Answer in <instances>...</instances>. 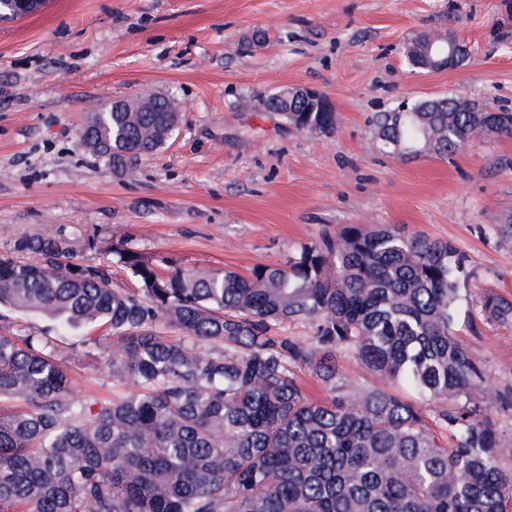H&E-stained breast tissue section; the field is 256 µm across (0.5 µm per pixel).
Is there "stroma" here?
I'll use <instances>...</instances> for the list:
<instances>
[{
    "mask_svg": "<svg viewBox=\"0 0 512 512\" xmlns=\"http://www.w3.org/2000/svg\"><path fill=\"white\" fill-rule=\"evenodd\" d=\"M450 29L470 49L447 71L412 70L405 46ZM306 85L335 112L333 130L297 131L267 98ZM155 89L183 106L172 138L119 175L79 145L90 116ZM463 94L512 112V0H47L0 21V254L47 228L86 265H108L124 243L143 259L228 269L285 262L322 230L392 224L450 242L468 273L458 339L485 379L471 395L500 396V443L512 445V324L479 314L484 295L512 299V136L475 137L448 158L405 159L373 144V117L402 99ZM61 341L78 396L124 392L84 329L0 309V333Z\"/></svg>",
    "mask_w": 512,
    "mask_h": 512,
    "instance_id": "35a3bbf8",
    "label": "stroma"
}]
</instances>
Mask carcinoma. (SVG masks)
I'll use <instances>...</instances> for the list:
<instances>
[{
  "instance_id": "1",
  "label": "carcinoma",
  "mask_w": 512,
  "mask_h": 512,
  "mask_svg": "<svg viewBox=\"0 0 512 512\" xmlns=\"http://www.w3.org/2000/svg\"><path fill=\"white\" fill-rule=\"evenodd\" d=\"M453 36H416L409 64L422 40ZM171 100L97 112L79 144L129 173L171 139ZM268 102L300 131L334 128L333 112ZM487 133L511 136L512 112H473L453 94L409 102L401 121L379 114L374 144L444 157ZM14 252L29 259L0 255V306L111 332L112 378L128 390L94 411L54 337L0 334V512H509L512 448L487 416L493 397L470 396L484 376L454 330L465 258L451 243L346 224L282 265L166 276V259L119 243L112 255L134 290L74 262L53 230ZM480 313L511 324L512 299L486 295ZM345 358L376 383L343 371ZM304 370L324 398L306 395ZM14 400L23 405L4 407Z\"/></svg>"
}]
</instances>
